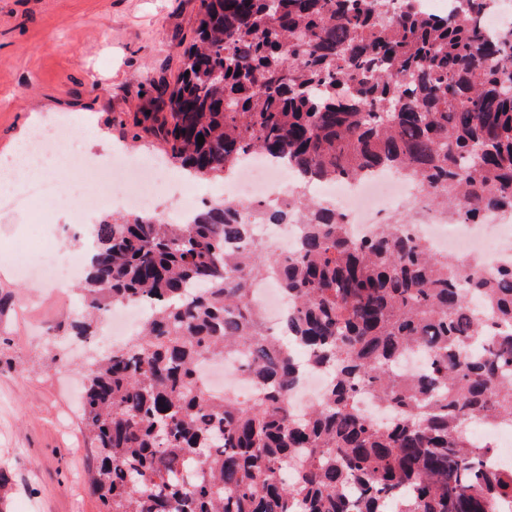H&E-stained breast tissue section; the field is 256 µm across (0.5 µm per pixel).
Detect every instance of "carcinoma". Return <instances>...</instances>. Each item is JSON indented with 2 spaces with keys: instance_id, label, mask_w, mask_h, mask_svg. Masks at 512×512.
I'll list each match as a JSON object with an SVG mask.
<instances>
[{
  "instance_id": "obj_1",
  "label": "carcinoma",
  "mask_w": 512,
  "mask_h": 512,
  "mask_svg": "<svg viewBox=\"0 0 512 512\" xmlns=\"http://www.w3.org/2000/svg\"><path fill=\"white\" fill-rule=\"evenodd\" d=\"M448 17L415 0H200L177 83L145 130L181 169L225 175L255 153L300 175L288 198L207 205L189 222L140 212L95 225L81 288L87 340L118 303L153 310L94 361L81 420L104 512H500L512 470L486 468L464 424L512 427V266L486 271L383 224L352 239L306 198L312 177L395 172L459 224L512 216V24L491 0ZM204 136L198 145V135ZM255 224H299L287 255L251 245ZM275 279L288 338L330 371L326 399L288 410L299 369L264 328L251 282ZM482 299L474 307L473 297ZM428 369L407 379L412 352ZM238 353L247 405L210 392L200 366ZM371 387L386 426L356 408ZM507 3H511L510 7H506ZM512 15V0H495L490 3L483 14L484 26L490 30L495 31L499 28L500 23L509 19Z\"/></svg>"
}]
</instances>
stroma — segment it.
Instances as JSON below:
<instances>
[{"mask_svg":"<svg viewBox=\"0 0 512 512\" xmlns=\"http://www.w3.org/2000/svg\"><path fill=\"white\" fill-rule=\"evenodd\" d=\"M200 0H0V157L34 126L31 114H67L72 126L91 117L101 136H80L84 152L108 160L161 161L177 174L162 145L131 137L157 89L174 85L194 37ZM42 217L0 214V293L37 297L28 315L0 317V512H101L91 489L93 452L79 420L89 357L111 350V338L89 345L58 327L81 313L68 297L40 294L20 267L38 262L26 243L40 238L59 264L79 257L88 234L64 232L67 212L43 203ZM67 371L43 373L51 355Z\"/></svg>","mask_w":512,"mask_h":512,"instance_id":"stroma-1","label":"stroma"}]
</instances>
